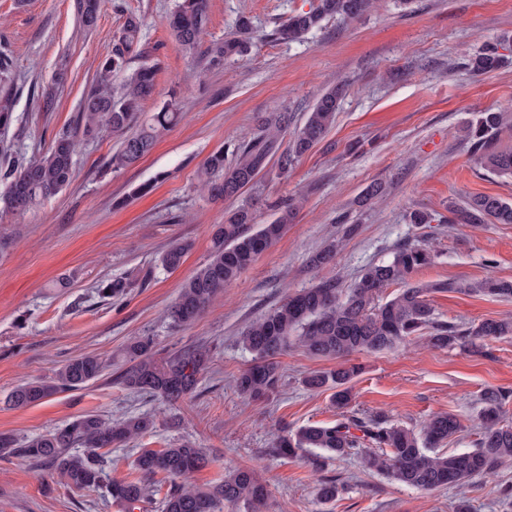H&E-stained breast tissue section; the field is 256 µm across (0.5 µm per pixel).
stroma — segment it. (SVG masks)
Returning <instances> with one entry per match:
<instances>
[{
  "mask_svg": "<svg viewBox=\"0 0 512 512\" xmlns=\"http://www.w3.org/2000/svg\"><path fill=\"white\" fill-rule=\"evenodd\" d=\"M177 0H103L96 27L84 30L75 0H0V55L12 62L14 120L0 128V167L47 152L70 130L83 95L94 85L100 62L112 51V35L134 15L143 23L145 59H157L156 93L139 114L150 120L176 98L180 121L135 165L112 171V134L77 139L75 178L57 195L18 217L0 211V434L23 441L94 411L112 419L150 413L154 428L137 440L105 451L106 472L136 479L140 449L170 448L189 439L205 448L209 466L192 475L197 485L220 482L226 469L253 467L269 492L270 512H512V462L462 487L420 491L364 470L350 457L320 470L305 454L272 451L280 426L333 424L339 411L329 392L303 384L314 371L335 368L299 346L281 356L282 385L266 401L240 395L234 385L251 355L239 331L288 295L318 279L352 283L373 262L389 259L408 240L431 248L433 264L413 281L474 283L512 281V224H413L412 211L447 215L473 195L512 201V178L486 170L470 149L468 122L479 113L512 108V43L502 68L473 75L469 57L486 43L512 36V0H379L359 21L324 22L302 40H276L288 15L311 0H208L202 46L233 35L240 19L251 23L249 53L203 72L198 55L172 37L169 16ZM349 85L325 139L287 175L268 167L242 201L255 221L273 220L272 202L291 196L304 202L294 224L272 248L217 299L194 324L175 327L165 318L181 284L209 258L214 225L232 200L210 201L197 171L217 149L232 151L256 132L261 112L288 111L292 128L303 125L316 98L337 81ZM55 95L53 111L38 97ZM385 194L359 207L371 183ZM148 185L147 193L135 189ZM338 243L332 265L313 268L311 256L327 241ZM186 243L182 265L165 270L162 251ZM133 281L121 299L96 290L104 279ZM437 320L477 323L512 317V299L464 291L430 296ZM153 337L160 354L203 344L210 368L197 396L177 410L122 389L113 380L124 345ZM99 355L105 375L87 387L16 408L11 391L32 377L52 376L67 360ZM362 373L351 383L352 412L381 413L408 428L450 412L462 429L447 451H463L479 437L477 414L488 388L512 391V336L474 353L463 347L433 349L411 341L379 354L357 353ZM179 425H171V415ZM342 487L319 502L326 479ZM0 512H122L98 492L71 490L22 457L0 458Z\"/></svg>",
  "mask_w": 512,
  "mask_h": 512,
  "instance_id": "35a3bbf8",
  "label": "stroma"
}]
</instances>
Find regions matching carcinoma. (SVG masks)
<instances>
[{
	"mask_svg": "<svg viewBox=\"0 0 512 512\" xmlns=\"http://www.w3.org/2000/svg\"><path fill=\"white\" fill-rule=\"evenodd\" d=\"M207 0H182L169 19L172 36L185 50L194 51L208 26ZM102 0H76V12L86 28L96 25ZM374 6V0H315L307 11H298L276 30L277 38L294 40L334 18L355 21ZM251 29L240 20L239 34L213 43L206 52V66L219 68L224 62L247 54ZM142 45V22L136 16L126 18L113 35L112 53L99 64L95 85L82 97L75 117V133L59 134L51 149L15 165L0 167V210L22 216L67 188L75 177L74 134L92 140L105 132L120 136L117 150L108 165L114 170L129 167L154 147L160 134L179 118L177 105L164 104L151 122L134 127L144 102L155 93L157 61L144 62L131 70V59ZM505 63L499 44L488 43L469 59L475 75L498 70ZM123 73L119 89L112 88V74ZM345 86L324 92L314 103L302 127L283 144L290 116L271 112L256 117L257 134L235 146L233 159L226 160L224 150L212 152L198 172L202 186L215 200L239 196L257 183L259 175L271 163L282 175L333 127ZM13 121L10 87L0 86V127ZM512 130L507 111L482 112L466 128L474 155L488 170L512 176V151L498 147L500 137ZM302 206V198L292 197L278 206L277 216L268 224L255 223L250 205L241 204L224 213V223L216 225L211 239L209 260L180 287L167 309V317L177 327L201 318L212 302L224 295V288L237 280L259 255L274 246L293 223ZM454 220L446 223L512 224V202L491 195H474L453 211ZM187 245L173 243L161 255L163 266L177 270ZM336 246L329 243L311 256V265L319 268L334 262ZM434 262L426 246L404 242L391 258L366 267L358 281L344 287L335 277L320 279L283 300L256 319L240 333V342L252 354V361L235 380L237 390L254 399H267L282 385L279 356L297 344L309 354L325 359H340L336 368L312 372L304 385L311 391L331 390L337 409L349 407L350 383L361 367L344 362L359 352L380 353L415 338H422L434 349L468 347L475 352L484 344L512 335V319H486L477 324L443 323L434 316L429 300L433 292L468 291L508 299L512 281L485 280L461 285L451 281L420 283L411 275ZM401 285L389 300L378 303L385 288ZM132 284L107 280L98 285L106 298H121ZM151 336H139L124 349L125 363L116 372L115 381L123 389L154 399L174 408L197 395L202 376L208 369L210 349L204 345L177 350L158 358ZM106 364L98 357L84 354L67 360L53 377H36L17 386L9 395L14 407L42 403L52 395L80 390L103 375ZM509 394L488 388L479 398L481 431L475 448L448 454L440 448L461 431V423L452 413H440L419 430L391 423L381 414L359 417L345 414L331 426L310 424L291 429L281 427L273 449L280 456L292 457L307 451V462L320 469L333 457H355L369 470L382 473L393 482L420 490L458 486L474 477L495 471L512 461V425L501 420ZM153 417L130 416L121 421L93 413L83 414L61 428L30 438L22 443L0 436V456L17 455L48 467L61 483L75 490L103 492L134 512L149 499L148 482L158 474L170 480L161 512H263L267 489L256 471L238 467L224 474L212 486L185 482L187 476L209 465L205 449L185 440L173 448H144L135 459L141 480H109L101 465L99 450L135 440L154 428Z\"/></svg>",
	"mask_w": 512,
	"mask_h": 512,
	"instance_id": "carcinoma-1",
	"label": "carcinoma"
}]
</instances>
